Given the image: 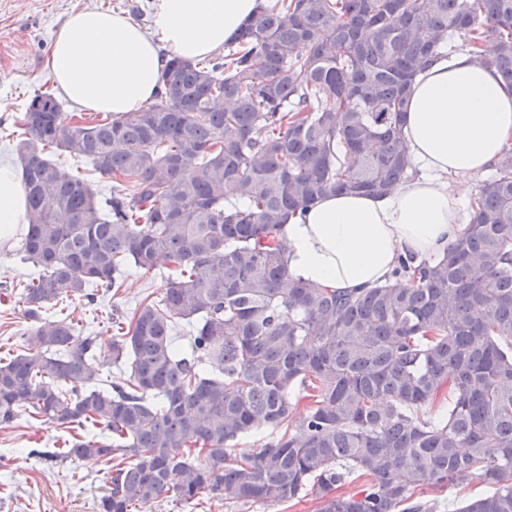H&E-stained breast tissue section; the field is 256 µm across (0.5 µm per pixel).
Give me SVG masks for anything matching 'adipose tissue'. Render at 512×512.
Instances as JSON below:
<instances>
[{
	"mask_svg": "<svg viewBox=\"0 0 512 512\" xmlns=\"http://www.w3.org/2000/svg\"><path fill=\"white\" fill-rule=\"evenodd\" d=\"M259 0H154V34L118 10L85 8L58 30L45 68L82 112H135L155 96L163 51L189 61L224 48ZM404 134L419 174L389 195L330 194L282 228L288 273L339 290L385 282L400 258L444 254L464 231L452 180L485 173L512 141V82L469 53L437 62L411 87ZM19 170L0 160V246L25 230Z\"/></svg>",
	"mask_w": 512,
	"mask_h": 512,
	"instance_id": "ef3b65f1",
	"label": "adipose tissue"
}]
</instances>
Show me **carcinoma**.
Listing matches in <instances>:
<instances>
[{"mask_svg":"<svg viewBox=\"0 0 512 512\" xmlns=\"http://www.w3.org/2000/svg\"><path fill=\"white\" fill-rule=\"evenodd\" d=\"M459 49L511 81L512 0H266L224 52L170 57L137 112L85 123L34 92L14 123L32 266L19 299L43 351L0 360V427L24 413L104 426L107 438L34 451L111 463L101 512L169 493L439 512L471 479L491 492L458 512H512V147L461 238L431 263L400 260L385 283L290 281L280 238L323 195L383 197L416 173L407 89ZM56 151L112 181L110 195ZM160 260L165 294L110 312L105 355L74 320L43 316ZM109 363L130 372L104 389ZM445 392L448 414L426 417ZM245 435L259 439L238 456Z\"/></svg>","mask_w":512,"mask_h":512,"instance_id":"carcinoma-1","label":"carcinoma"}]
</instances>
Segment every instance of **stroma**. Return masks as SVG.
Segmentation results:
<instances>
[{
  "mask_svg": "<svg viewBox=\"0 0 512 512\" xmlns=\"http://www.w3.org/2000/svg\"><path fill=\"white\" fill-rule=\"evenodd\" d=\"M144 8L141 27L153 32L152 0H0V159L14 158L9 141L14 117L22 112L35 91L48 82L44 62L51 43L66 16L75 10L98 7L131 14L133 6ZM0 358L37 352L26 332L29 321L18 302L17 292L32 268L15 248L0 249ZM167 288L161 270H130L116 295L95 302L76 298L49 307L48 316L67 317L88 325L97 345L109 349L113 330L104 322L108 311H128L143 300L160 299ZM69 430L20 416L9 428L0 429V512H99L101 497L108 487L109 463L99 458L44 463L31 456V449L53 447L69 439ZM139 512H317V503L306 497L288 504L233 506L202 496L185 504L167 495L143 504Z\"/></svg>",
  "mask_w": 512,
  "mask_h": 512,
  "instance_id": "1",
  "label": "stroma"
}]
</instances>
